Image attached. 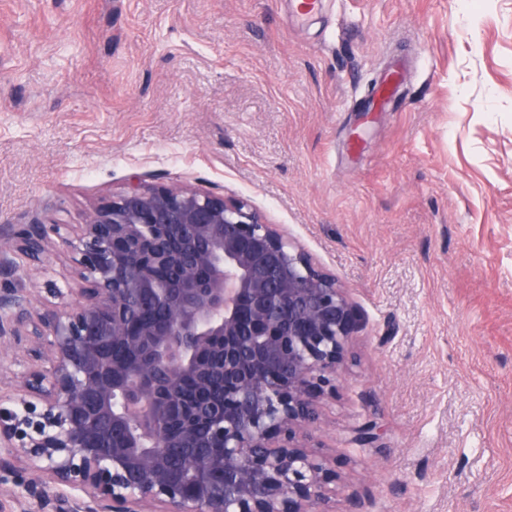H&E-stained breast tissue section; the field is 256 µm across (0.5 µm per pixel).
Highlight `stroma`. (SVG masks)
Wrapping results in <instances>:
<instances>
[{
    "instance_id": "stroma-1",
    "label": "stroma",
    "mask_w": 512,
    "mask_h": 512,
    "mask_svg": "<svg viewBox=\"0 0 512 512\" xmlns=\"http://www.w3.org/2000/svg\"><path fill=\"white\" fill-rule=\"evenodd\" d=\"M134 181L246 201L347 289L336 512H512V0H0V237Z\"/></svg>"
}]
</instances>
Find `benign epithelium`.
Listing matches in <instances>:
<instances>
[{"label":"benign epithelium","instance_id":"obj_1","mask_svg":"<svg viewBox=\"0 0 512 512\" xmlns=\"http://www.w3.org/2000/svg\"><path fill=\"white\" fill-rule=\"evenodd\" d=\"M54 242L79 287L0 293V498L332 512L313 430L357 329L335 277L246 203L166 187L132 186L84 224H30L0 239V270L11 254L42 267ZM354 433L379 440L372 423Z\"/></svg>","mask_w":512,"mask_h":512}]
</instances>
